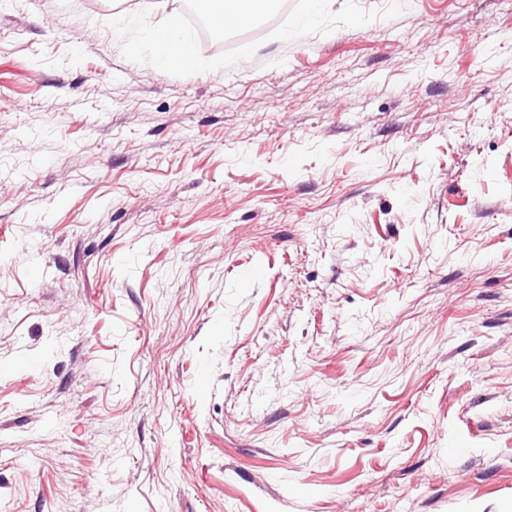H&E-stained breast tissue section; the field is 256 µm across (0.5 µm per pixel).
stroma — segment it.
<instances>
[{"label":"stroma","instance_id":"35a3bbf8","mask_svg":"<svg viewBox=\"0 0 512 512\" xmlns=\"http://www.w3.org/2000/svg\"><path fill=\"white\" fill-rule=\"evenodd\" d=\"M154 2L0 0V512H512V0ZM270 0H198V9L214 16L215 21L227 29L238 27L251 18L267 11ZM217 3H220L217 7ZM126 49L135 54L150 52L160 69L188 68L196 59L195 47L182 33L175 15L167 25L148 32L140 42L126 45Z\"/></svg>","mask_w":512,"mask_h":512}]
</instances>
